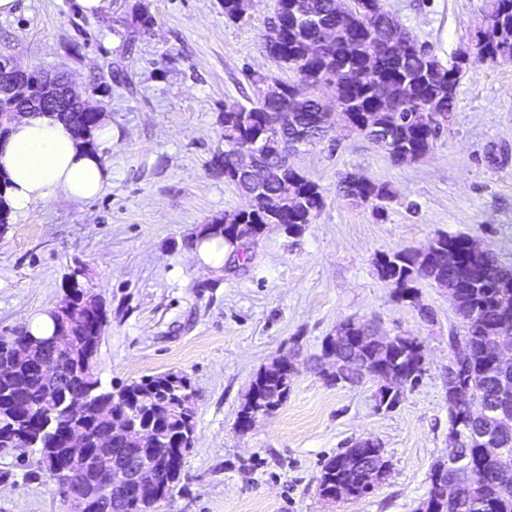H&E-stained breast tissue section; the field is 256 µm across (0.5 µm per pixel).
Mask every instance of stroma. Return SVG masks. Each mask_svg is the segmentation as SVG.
<instances>
[{
  "instance_id": "1",
  "label": "stroma",
  "mask_w": 512,
  "mask_h": 512,
  "mask_svg": "<svg viewBox=\"0 0 512 512\" xmlns=\"http://www.w3.org/2000/svg\"><path fill=\"white\" fill-rule=\"evenodd\" d=\"M383 3L448 63L473 52L487 0ZM274 7L253 0L231 23L221 0H112L99 16L77 0H18L16 14L0 18V56L65 73L112 125L100 196L56 197L0 233V336L44 315L74 273L107 313L103 388L165 372L188 378L195 440L156 512H417L448 454V330L459 319L447 292L430 286L422 301L435 316L422 319L373 258L463 234L512 266V61L467 67L448 129L420 161H392L341 126L303 148L293 163L319 186L323 209L295 235L268 227L246 265L214 267L196 256L201 228L248 204L211 166L223 151L224 107L256 98L246 70L295 79L263 49ZM141 9L152 27L139 26ZM348 172L387 184L383 211L341 196ZM350 317L425 347V371L394 409L377 408L375 381L336 385L323 374V343ZM286 353L297 365L287 399L239 430L254 375ZM367 436L384 450L386 480L365 497L326 502L322 461ZM0 512H69L36 452H0Z\"/></svg>"
}]
</instances>
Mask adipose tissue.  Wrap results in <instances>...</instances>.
Here are the masks:
<instances>
[{
	"label": "adipose tissue",
	"mask_w": 512,
	"mask_h": 512,
	"mask_svg": "<svg viewBox=\"0 0 512 512\" xmlns=\"http://www.w3.org/2000/svg\"><path fill=\"white\" fill-rule=\"evenodd\" d=\"M0 173L9 181L5 198L18 218L59 195L93 199L108 178L100 151L86 146L72 127L50 113L12 121L0 143Z\"/></svg>",
	"instance_id": "adipose-tissue-1"
}]
</instances>
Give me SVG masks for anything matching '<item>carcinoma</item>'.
<instances>
[{"mask_svg": "<svg viewBox=\"0 0 512 512\" xmlns=\"http://www.w3.org/2000/svg\"><path fill=\"white\" fill-rule=\"evenodd\" d=\"M296 0H276L274 19L279 22V41L274 59L291 70L296 79L283 82L284 99L272 104L262 99L244 105L224 107V152L214 156L213 166L224 171V180L243 194L252 197V209L226 213L230 223L216 218L204 225L202 237H220L232 261L247 262L249 242L262 234L265 224H286L296 234L303 224L311 223L323 207L318 185L304 176L291 162L296 154L295 140L301 135L313 146L328 136L331 119L339 115L351 132L362 134L361 122L367 118L379 127L376 142L394 161H415L430 154L456 107L457 87L463 67L475 63H493L500 48L512 51V0H488L483 17L487 21L482 39L476 43L474 58L445 64L427 45L419 43L396 16L384 9L382 0H302L304 13L315 23L297 22L292 15ZM336 30L335 38L326 44L318 29ZM401 33L413 49L397 52L391 44L392 34ZM332 89L323 100L314 95L321 85ZM292 116L288 128L279 124L282 110ZM63 122L84 131L86 142L98 120L91 112H60ZM249 146L255 153L251 169L237 176L234 153ZM339 190L343 196L357 201L382 203L392 198L385 184L367 176L345 174ZM468 239L462 235L442 234L424 249H402L379 252L375 266L380 278L397 277V281L417 294L424 284L460 293L458 306L468 319L466 331L452 328L449 337L464 333L471 345L469 361L459 370L458 384L479 400L482 409L474 419L460 425L462 438L459 455L473 460L471 467H454L448 479L470 484L469 498L448 497V487L430 482L426 512H512V432L498 433L502 424L503 382L512 381V364L492 372L488 368L487 350L495 343L512 340V267L486 250L467 252ZM66 296L60 304L69 307L65 315L53 319V327L73 339L74 349L63 354L62 368L76 370L77 390L85 402L77 415L60 408L56 421L42 432L37 428L46 422L45 413L51 403L62 401L51 391L35 369L18 358L8 342L0 341V451H38L47 465L49 478L59 493L80 491L100 501L98 512H151L152 504L140 505L119 490L111 496L102 494L112 473L90 462L72 471L67 480L57 476L62 467V454L67 435L81 430L89 437V445L102 438L111 440L114 448H129L137 440L112 435V413L125 407L137 408L143 424L148 425L156 411L163 412V423L157 428L160 447L177 436L194 438L196 403L191 393L175 391V385L186 377L177 372L145 376L120 387L115 392L100 386L96 372V355L107 324L103 304L72 274L66 282ZM380 356L369 347L359 365L337 382L355 385L371 377ZM294 372L288 365L276 362L262 367L252 379L238 418L252 409V395L267 400L270 410L285 401ZM470 432L488 433L496 437L502 449L501 460L483 463L478 450L468 447ZM367 485L360 461L344 451L322 464L318 489L330 494L338 487L362 493Z\"/></svg>", "mask_w": 512, "mask_h": 512, "instance_id": "obj_1", "label": "carcinoma"}]
</instances>
